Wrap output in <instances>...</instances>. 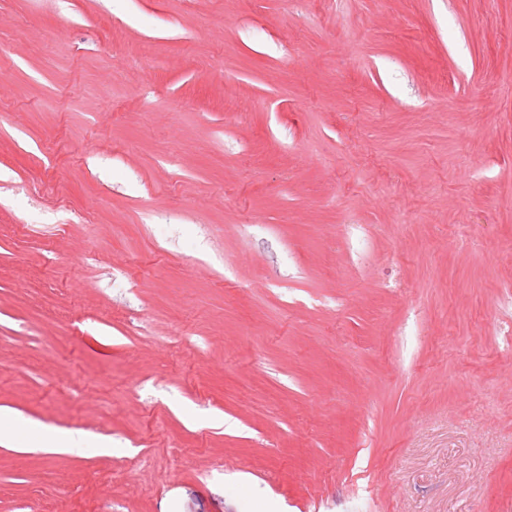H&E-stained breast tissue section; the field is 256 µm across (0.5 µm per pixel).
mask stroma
I'll return each instance as SVG.
<instances>
[{
	"label": "stroma",
	"mask_w": 512,
	"mask_h": 512,
	"mask_svg": "<svg viewBox=\"0 0 512 512\" xmlns=\"http://www.w3.org/2000/svg\"><path fill=\"white\" fill-rule=\"evenodd\" d=\"M512 0H0V512H512ZM13 435L23 443L24 447L15 449L23 452L35 450H44L49 453L70 452L73 451L79 441V439L69 433L59 432L46 436L31 427H28L27 431L16 430Z\"/></svg>",
	"instance_id": "35a3bbf8"
}]
</instances>
